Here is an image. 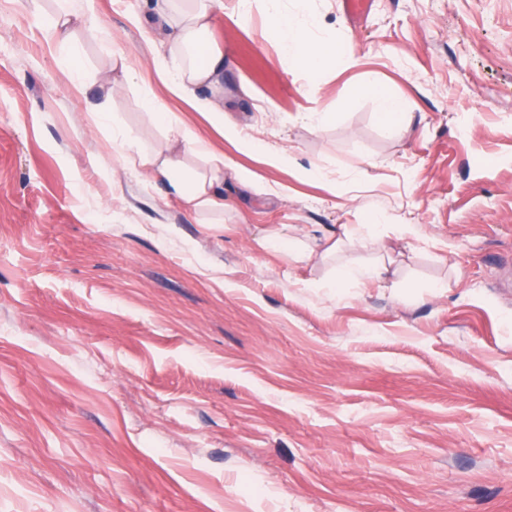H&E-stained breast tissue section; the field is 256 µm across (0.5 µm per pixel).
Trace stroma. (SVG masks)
<instances>
[{
    "label": "stroma",
    "instance_id": "35a3bbf8",
    "mask_svg": "<svg viewBox=\"0 0 512 512\" xmlns=\"http://www.w3.org/2000/svg\"><path fill=\"white\" fill-rule=\"evenodd\" d=\"M38 5L0 0V512H512V0H283L347 51L314 97L263 0L225 7L236 136L152 74L95 122L70 76L153 47L97 0L108 39L49 50ZM148 98L261 193L200 224L123 168L112 123L156 142ZM276 224L353 238L293 261L253 246ZM368 91L376 99L379 112L383 120L387 123H393L403 118L406 119V113L400 112L401 105L398 100L391 97L386 91L376 85H368Z\"/></svg>",
    "mask_w": 512,
    "mask_h": 512
}]
</instances>
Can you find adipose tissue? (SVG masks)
Listing matches in <instances>:
<instances>
[{"label":"adipose tissue","instance_id":"adipose-tissue-1","mask_svg":"<svg viewBox=\"0 0 512 512\" xmlns=\"http://www.w3.org/2000/svg\"><path fill=\"white\" fill-rule=\"evenodd\" d=\"M55 8L46 14L44 30L49 43L60 41L72 18L95 16V0H54ZM270 34L282 51L298 60L308 77L304 89L315 95L317 73L327 63L328 45L309 37L294 17L281 10L279 0H265ZM224 0H155L153 10L164 21L160 31L163 51L143 61L121 45H113V66L125 82L141 81L145 68L163 80L169 95L187 100L204 113L216 131L224 129V45L213 35L218 12ZM207 87L212 97L197 98L198 88ZM145 110L151 123L161 131L160 142L143 147L136 136L122 125L112 127V141L122 149L121 158L127 168L161 179L164 197L176 202L205 224L224 221V180L233 176L247 183V176L230 163L223 152L215 150L189 128L177 113L168 111L157 100H148Z\"/></svg>","mask_w":512,"mask_h":512}]
</instances>
